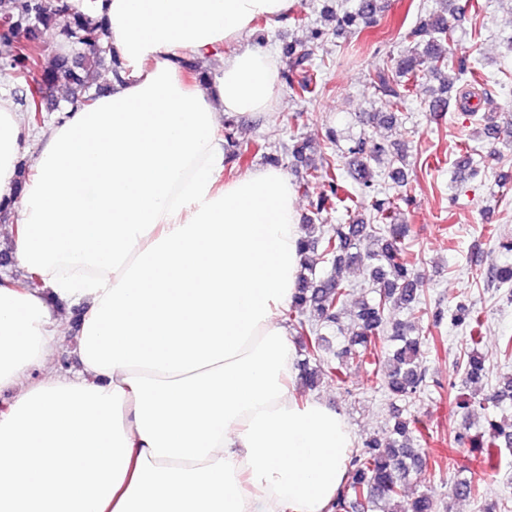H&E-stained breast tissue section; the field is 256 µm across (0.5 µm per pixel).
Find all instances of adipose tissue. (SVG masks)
Returning <instances> with one entry per match:
<instances>
[{
  "label": "adipose tissue",
  "instance_id": "obj_1",
  "mask_svg": "<svg viewBox=\"0 0 512 512\" xmlns=\"http://www.w3.org/2000/svg\"><path fill=\"white\" fill-rule=\"evenodd\" d=\"M295 0H101L127 72L33 131L0 88V512H326L355 439L296 394L280 314L302 230L281 170L223 179L215 133L278 88L256 19ZM216 62L206 85L179 62ZM31 175L16 193L20 159ZM84 307L79 325L51 298ZM72 336L77 374L51 360Z\"/></svg>",
  "mask_w": 512,
  "mask_h": 512
}]
</instances>
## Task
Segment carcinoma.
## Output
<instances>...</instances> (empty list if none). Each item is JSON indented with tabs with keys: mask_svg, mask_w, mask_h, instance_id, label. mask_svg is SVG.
<instances>
[{
	"mask_svg": "<svg viewBox=\"0 0 512 512\" xmlns=\"http://www.w3.org/2000/svg\"><path fill=\"white\" fill-rule=\"evenodd\" d=\"M378 3L379 0H358L350 10L330 13L336 22L335 32H356L372 22L378 13ZM98 11L97 3L87 8L72 0H8L6 9L0 13V72L12 79L14 93L22 104H27V87L33 83H40L49 91L66 88L68 102L95 100L96 94L90 92L91 77L106 61L112 76L121 79L123 68L106 45L107 32ZM451 17H458L455 0H448V14H434L409 30L412 46L406 55L392 64L386 61L376 70L373 87L388 98L392 108L390 112L374 113L382 123L395 124L396 111L410 97L411 83L426 70L436 74L451 62L456 65L463 85L474 87L475 66L467 57H455L451 48L455 43V27L449 24ZM48 33L68 43L71 52L49 55L44 40ZM313 51L306 44L288 45L289 68L283 79L301 100L321 88V76L311 64ZM326 139L328 152L318 159L311 156V145L306 140L295 141L290 149L291 156L304 168L300 188L309 198L315 215V222L302 225L304 260L297 289L288 305V327L294 331L303 356L302 384L308 389L322 383L344 386V366L356 362L368 369L373 385L396 401L410 403L427 393L454 390L456 382L450 380L445 386L431 379L424 363L427 353L447 350V337L441 330L445 311L438 308L430 313L423 307L417 258L405 244L410 228L397 223L401 204L409 202L408 196L381 198L375 191L376 171L371 162L389 164L387 176L403 184L407 180L404 155L397 152L392 160L388 146L360 138L347 149L352 160L343 173L336 162L338 131L328 129ZM265 150V143L254 141L238 147L231 159L247 162L265 154ZM347 178L357 185L360 196L371 198L369 220L327 226L319 223L323 214L352 200L344 186ZM321 262L329 264L331 270L318 272ZM354 268L367 276L375 296H363L357 302L351 331L336 348V366L326 356L330 340L324 330L339 324L345 302L355 288L340 273ZM485 281L499 286L512 283V265L488 269ZM392 306L408 310L411 319H390L388 311ZM427 313L431 314V328L425 336L420 334L416 322ZM450 321L470 333L474 349L464 353L459 367L462 384H476L486 374V356L475 349L485 321L479 311L462 302L451 311ZM505 399H512V374L499 379L489 398L476 401L460 394L456 408L467 416L476 403L496 404ZM414 423L416 419L397 413L384 436L362 439L348 462L347 480L328 507L330 512H439L435 497L428 493L405 499V485L423 467L421 443L426 441V434ZM486 423L488 436L473 434L465 426L454 435L453 443L475 450L481 472L494 473L502 449L512 448V417L498 420L492 416ZM452 493L456 498L480 500L483 485L474 477H456Z\"/></svg>",
	"mask_w": 512,
	"mask_h": 512,
	"instance_id": "cac0c4a2",
	"label": "carcinoma"
}]
</instances>
